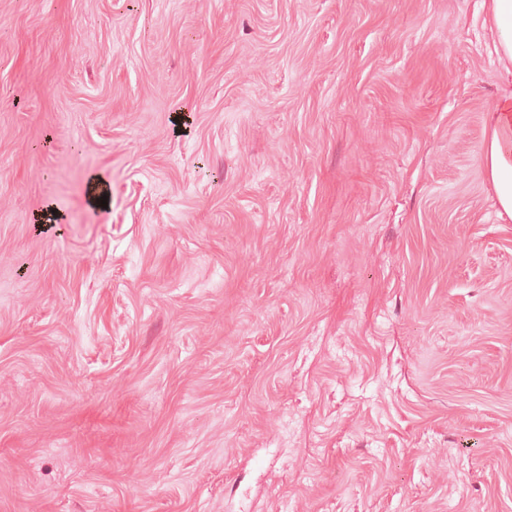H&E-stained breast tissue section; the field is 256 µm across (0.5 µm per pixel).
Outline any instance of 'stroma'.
Returning a JSON list of instances; mask_svg holds the SVG:
<instances>
[{"label": "stroma", "mask_w": 512, "mask_h": 512, "mask_svg": "<svg viewBox=\"0 0 512 512\" xmlns=\"http://www.w3.org/2000/svg\"><path fill=\"white\" fill-rule=\"evenodd\" d=\"M489 45L480 0H0V512H512Z\"/></svg>", "instance_id": "obj_1"}]
</instances>
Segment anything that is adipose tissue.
Segmentation results:
<instances>
[{"label": "adipose tissue", "instance_id": "obj_1", "mask_svg": "<svg viewBox=\"0 0 512 512\" xmlns=\"http://www.w3.org/2000/svg\"><path fill=\"white\" fill-rule=\"evenodd\" d=\"M481 7L505 79L487 117L484 165L501 213L512 218V0H482Z\"/></svg>", "mask_w": 512, "mask_h": 512}]
</instances>
